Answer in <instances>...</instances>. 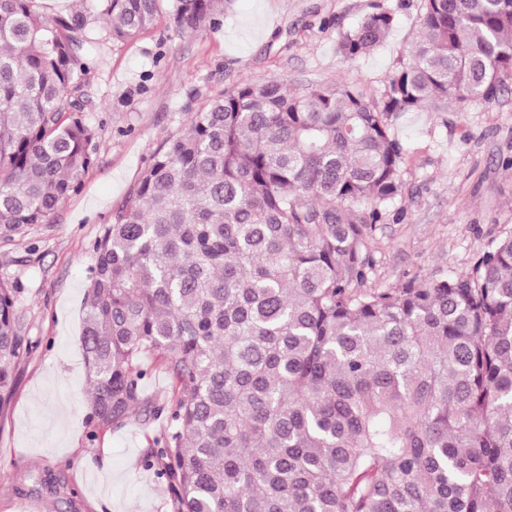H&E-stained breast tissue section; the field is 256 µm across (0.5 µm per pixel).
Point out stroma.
I'll list each match as a JSON object with an SVG mask.
<instances>
[{
	"instance_id": "stroma-1",
	"label": "stroma",
	"mask_w": 512,
	"mask_h": 512,
	"mask_svg": "<svg viewBox=\"0 0 512 512\" xmlns=\"http://www.w3.org/2000/svg\"><path fill=\"white\" fill-rule=\"evenodd\" d=\"M391 9L385 42L359 61L337 43L375 5ZM419 0H233L217 27L179 33L168 0L153 25L113 41L93 18L100 56L86 76L82 118L95 131L81 190L48 223L0 241V282L14 290L29 356L0 411V512H173L166 482L143 466L164 419L136 413L94 428L80 337L92 244L126 202L153 152L184 132L207 99L243 82L290 90L339 82L373 99L418 34ZM393 133L408 152L403 191L374 232L369 284L395 288L462 271L512 234V80L491 101L409 112ZM51 471L57 492L36 477Z\"/></svg>"
}]
</instances>
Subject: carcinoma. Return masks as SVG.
Returning <instances> with one entry per match:
<instances>
[{
    "instance_id": "1",
    "label": "carcinoma",
    "mask_w": 512,
    "mask_h": 512,
    "mask_svg": "<svg viewBox=\"0 0 512 512\" xmlns=\"http://www.w3.org/2000/svg\"><path fill=\"white\" fill-rule=\"evenodd\" d=\"M0 0V239L77 193L95 131L78 93L90 11L135 38L160 0ZM230 0H172L180 33ZM343 33L359 60L394 26ZM419 37L373 102L271 80L212 98L152 155L93 244L81 346L89 419L169 430L144 465L175 512H512V234L461 272L367 286L375 225L402 193L393 121L492 100L512 78V0H420ZM0 283V411L30 348ZM146 353L172 381L144 393Z\"/></svg>"
}]
</instances>
